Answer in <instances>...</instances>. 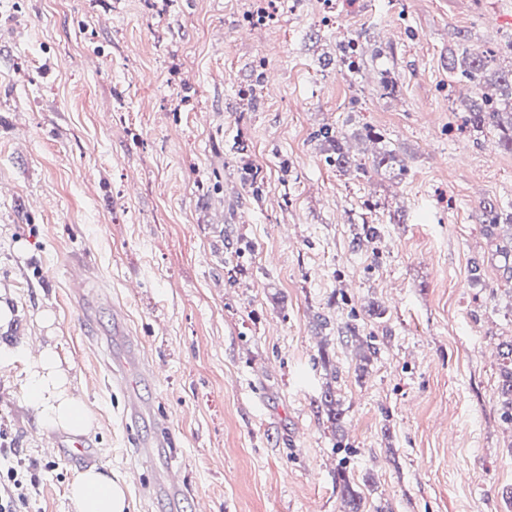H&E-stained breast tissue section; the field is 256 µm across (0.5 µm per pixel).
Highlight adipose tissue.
Listing matches in <instances>:
<instances>
[{
  "label": "adipose tissue",
  "mask_w": 512,
  "mask_h": 512,
  "mask_svg": "<svg viewBox=\"0 0 512 512\" xmlns=\"http://www.w3.org/2000/svg\"><path fill=\"white\" fill-rule=\"evenodd\" d=\"M24 392L40 424L75 435L91 433L94 421L52 345L40 347L28 369ZM77 512H129L126 484L97 466L81 471L69 487Z\"/></svg>",
  "instance_id": "adipose-tissue-1"
}]
</instances>
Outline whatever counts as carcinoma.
<instances>
[{
  "mask_svg": "<svg viewBox=\"0 0 512 512\" xmlns=\"http://www.w3.org/2000/svg\"><path fill=\"white\" fill-rule=\"evenodd\" d=\"M355 46V43L342 44L338 47L340 65L349 72H358L363 66V60L359 50H354V54L345 57L346 49ZM494 61L492 55L484 53H472L462 57L461 61L451 60L448 63L450 69L459 66L463 67L462 74L473 80L477 77L484 78L491 83V87L499 92V97H494L488 93H483L480 100L472 102L466 115V123L474 130L482 131L491 128L497 131L499 143L512 151V69L507 71L497 70L489 73L491 63ZM317 136L328 144L330 153L326 161L336 168L350 173L365 175L370 171L377 172L382 168L390 167L396 157L387 147H382L378 152L372 155L371 162H360L349 156L343 145V133L333 127H324ZM380 239V231L375 224H363L359 227V232L353 240V246L361 247L366 244L373 246ZM360 321L362 317L356 312H351L350 316L339 327V334L351 340L359 342L362 354L360 355V364L358 370L363 372L371 362L372 357L376 356L378 349L372 343L371 337L361 339ZM506 351L502 352L503 363L500 368L499 393L501 396V417L512 426V339L505 342ZM321 408L327 412L328 421L331 426L336 428L342 419L343 411L339 408L336 399L333 398L331 388H326L320 400ZM337 480L342 486V501L344 505L343 512H362L363 500L361 496L353 489L349 477L342 471L337 472Z\"/></svg>",
  "mask_w": 512,
  "mask_h": 512,
  "instance_id": "1",
  "label": "carcinoma"
}]
</instances>
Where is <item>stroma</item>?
<instances>
[{
	"mask_svg": "<svg viewBox=\"0 0 512 512\" xmlns=\"http://www.w3.org/2000/svg\"><path fill=\"white\" fill-rule=\"evenodd\" d=\"M324 2L277 0L257 25L254 0H0V344L55 345L131 512H341V468L365 512H512V288L480 209L512 213V151L464 127L479 90L448 68L497 48L512 66V0H355L332 23ZM350 38L357 77L334 62ZM365 125L405 174L325 163L320 129L364 159ZM364 222L379 256L352 246ZM371 304L386 315L364 321L379 352L361 374L335 326ZM119 314L154 373L137 419L112 373ZM27 367L0 370V433L41 465L30 512H76L82 465L49 447ZM161 420L168 446L140 454ZM172 467L174 501L156 490ZM503 363L500 368L499 393L501 400V417L512 428V339L503 344Z\"/></svg>",
	"mask_w": 512,
	"mask_h": 512,
	"instance_id": "obj_1",
	"label": "stroma"
}]
</instances>
